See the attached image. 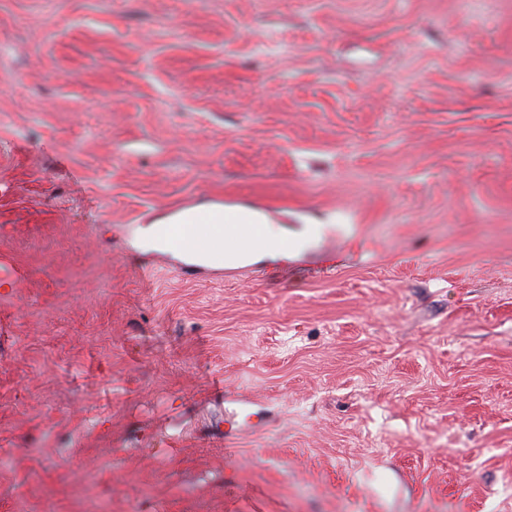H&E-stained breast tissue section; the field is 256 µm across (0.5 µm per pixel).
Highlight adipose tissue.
I'll return each instance as SVG.
<instances>
[{
    "label": "adipose tissue",
    "instance_id": "ef3b65f1",
    "mask_svg": "<svg viewBox=\"0 0 512 512\" xmlns=\"http://www.w3.org/2000/svg\"><path fill=\"white\" fill-rule=\"evenodd\" d=\"M169 224H248L257 230L256 235L242 240L235 235L224 237V250L218 259L224 263L249 264L266 256L285 255L321 233L318 225L310 226L299 235H288L274 227L261 211L241 206L204 202L174 211L156 219L144 232L147 243L153 246L167 245L162 229Z\"/></svg>",
    "mask_w": 512,
    "mask_h": 512
}]
</instances>
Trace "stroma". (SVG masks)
Instances as JSON below:
<instances>
[{
  "mask_svg": "<svg viewBox=\"0 0 512 512\" xmlns=\"http://www.w3.org/2000/svg\"><path fill=\"white\" fill-rule=\"evenodd\" d=\"M0 512H512V0H0ZM152 224L144 231V238L153 246L171 245L162 232L164 225L197 224L209 228L210 234L207 236L188 238L182 235L181 227H169L168 235L185 255L191 257L207 252L210 247L224 240V253L218 250L217 259L225 264H249L265 256L286 255L323 230L322 225H311L302 234L288 236L274 227L270 219L257 209L212 201L176 210L156 219ZM244 224L254 226L257 233L249 239L239 240L233 233L250 236V230H255ZM224 233L231 234L224 237Z\"/></svg>",
  "mask_w": 512,
  "mask_h": 512,
  "instance_id": "obj_1",
  "label": "stroma"
}]
</instances>
